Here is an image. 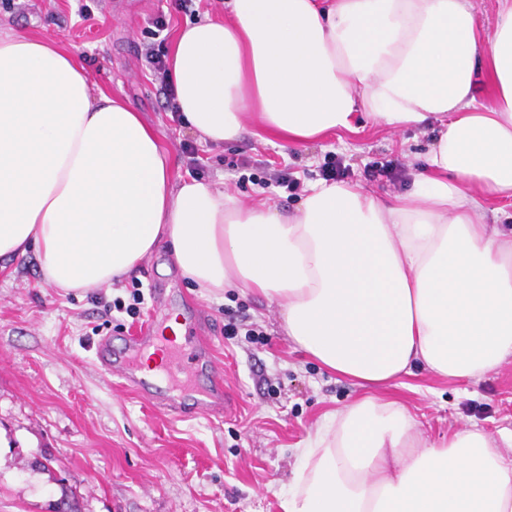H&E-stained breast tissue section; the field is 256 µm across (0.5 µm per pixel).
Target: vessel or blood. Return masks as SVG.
<instances>
[{
    "instance_id": "vessel-or-blood-1",
    "label": "vessel or blood",
    "mask_w": 512,
    "mask_h": 512,
    "mask_svg": "<svg viewBox=\"0 0 512 512\" xmlns=\"http://www.w3.org/2000/svg\"><path fill=\"white\" fill-rule=\"evenodd\" d=\"M203 324V317H196L175 351L167 356L165 374L173 379L172 388L162 389L133 366L135 355L159 343L158 332L149 324L128 336L120 353H113L111 342L99 343L96 367L103 375H119L128 389L172 418H181L190 411L222 419L233 412L236 398L225 388L224 379L211 358L212 345L202 330Z\"/></svg>"
}]
</instances>
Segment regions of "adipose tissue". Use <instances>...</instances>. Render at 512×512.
<instances>
[{"instance_id": "ef3b65f1", "label": "adipose tissue", "mask_w": 512, "mask_h": 512, "mask_svg": "<svg viewBox=\"0 0 512 512\" xmlns=\"http://www.w3.org/2000/svg\"><path fill=\"white\" fill-rule=\"evenodd\" d=\"M227 0L178 31L174 102L202 141L295 147L360 120L431 127L410 192L309 183L294 212L175 182L155 131L91 93L54 41L0 33V260L35 251L64 290L121 283L161 244L207 294L274 302L289 340L361 386L477 380L512 357V0ZM487 75L490 100L476 95ZM512 432L425 439L400 400L324 415L281 512H512Z\"/></svg>"}]
</instances>
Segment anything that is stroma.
<instances>
[{"label":"stroma","mask_w":512,"mask_h":512,"mask_svg":"<svg viewBox=\"0 0 512 512\" xmlns=\"http://www.w3.org/2000/svg\"><path fill=\"white\" fill-rule=\"evenodd\" d=\"M224 2L195 0L185 13L168 0H0V29L55 40L84 65L94 89L141 112L171 155L174 179L224 185L247 205L260 187L290 211L299 192L271 182L282 169L305 184L333 162L343 182L380 195L405 191L429 129L369 126L294 148L248 130L216 147L173 119L145 52L170 54L179 29L222 18ZM135 288L143 294L138 313L114 311L115 301L131 304ZM199 310L237 398L230 416L170 418L97 371L102 338L151 318L161 328L173 320L186 326ZM280 325L278 307L264 298L201 293L162 248L119 288L52 287L33 252L1 262L0 512H62L68 504L76 512H280L297 448L325 413L364 394L295 349ZM228 326L233 335H225ZM388 394L431 440L471 427L494 436L512 430V358L463 385L418 371Z\"/></svg>","instance_id":"35a3bbf8"}]
</instances>
